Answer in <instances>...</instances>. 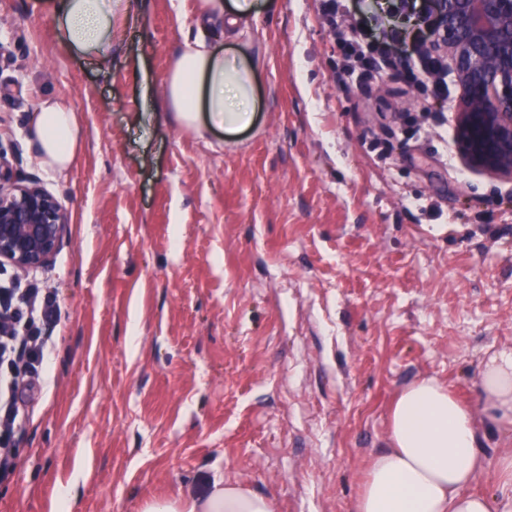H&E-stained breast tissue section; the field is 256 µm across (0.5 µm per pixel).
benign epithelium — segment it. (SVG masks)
I'll return each mask as SVG.
<instances>
[{"instance_id":"1","label":"benign epithelium","mask_w":512,"mask_h":512,"mask_svg":"<svg viewBox=\"0 0 512 512\" xmlns=\"http://www.w3.org/2000/svg\"><path fill=\"white\" fill-rule=\"evenodd\" d=\"M427 48L450 60L460 93L456 140L472 167L512 180V0H432ZM63 199L0 148V268L44 271L68 241Z\"/></svg>"}]
</instances>
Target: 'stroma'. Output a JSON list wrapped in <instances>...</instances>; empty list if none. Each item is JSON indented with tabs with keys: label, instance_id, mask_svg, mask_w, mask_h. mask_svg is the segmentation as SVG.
I'll list each match as a JSON object with an SVG mask.
<instances>
[{
	"label": "stroma",
	"instance_id": "stroma-1",
	"mask_svg": "<svg viewBox=\"0 0 512 512\" xmlns=\"http://www.w3.org/2000/svg\"><path fill=\"white\" fill-rule=\"evenodd\" d=\"M202 0H145L100 70L63 48L52 0H0V141L63 197L69 242L35 280L60 307L49 358L14 379L23 418L0 512H142L221 478L275 512H353L402 388L479 404L512 347V181L455 142L459 87L343 70L321 0H276L242 35L259 106L242 132L178 129L160 96ZM375 38L414 28L349 0ZM47 94L83 139L44 169L28 120ZM433 118L411 139L407 114Z\"/></svg>",
	"mask_w": 512,
	"mask_h": 512
}]
</instances>
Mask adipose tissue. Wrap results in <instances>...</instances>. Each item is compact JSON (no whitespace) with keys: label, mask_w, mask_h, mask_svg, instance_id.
Instances as JSON below:
<instances>
[{"label":"adipose tissue","mask_w":512,"mask_h":512,"mask_svg":"<svg viewBox=\"0 0 512 512\" xmlns=\"http://www.w3.org/2000/svg\"><path fill=\"white\" fill-rule=\"evenodd\" d=\"M274 0H204L201 21H223L221 39L235 41L232 56L212 42L186 44L172 58L163 100L180 129L202 133L205 122L229 131L251 125L258 71L238 30L250 18L273 11ZM138 0H55L60 43L112 64L117 21L138 13ZM38 159L65 175L77 154L82 129L65 96L50 94L29 118ZM479 407L461 402L444 384L423 378L405 387L391 412L387 447L371 465L354 512H490L488 499L469 492L486 469L480 438L512 428V348L493 352L481 365ZM143 512H274L273 503L252 489L214 482L202 497L148 500Z\"/></svg>","instance_id":"adipose-tissue-1"}]
</instances>
